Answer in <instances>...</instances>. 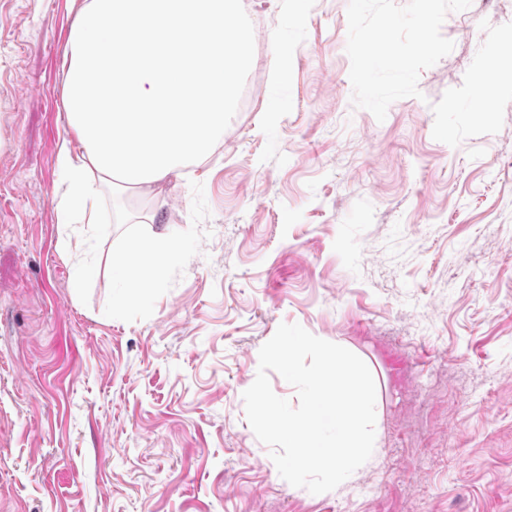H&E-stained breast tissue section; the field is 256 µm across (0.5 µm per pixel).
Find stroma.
<instances>
[{"label": "stroma", "mask_w": 512, "mask_h": 512, "mask_svg": "<svg viewBox=\"0 0 512 512\" xmlns=\"http://www.w3.org/2000/svg\"><path fill=\"white\" fill-rule=\"evenodd\" d=\"M249 2L211 155L90 230L57 166L80 0H0V512H512V74L471 110L512 0ZM162 234L183 260L129 292L112 257ZM283 323L376 383L377 453L323 494L245 416Z\"/></svg>", "instance_id": "stroma-1"}]
</instances>
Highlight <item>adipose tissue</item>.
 <instances>
[{"mask_svg":"<svg viewBox=\"0 0 512 512\" xmlns=\"http://www.w3.org/2000/svg\"><path fill=\"white\" fill-rule=\"evenodd\" d=\"M245 0H81L67 39L58 165L64 217L95 211L88 175L146 187L204 160L250 65ZM134 97L137 111L123 106Z\"/></svg>","mask_w":512,"mask_h":512,"instance_id":"1","label":"adipose tissue"}]
</instances>
